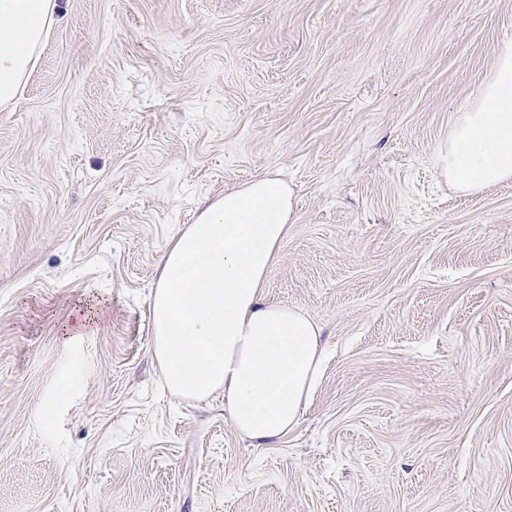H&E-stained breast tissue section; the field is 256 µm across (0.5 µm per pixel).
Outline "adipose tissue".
<instances>
[{
  "label": "adipose tissue",
  "instance_id": "adipose-tissue-1",
  "mask_svg": "<svg viewBox=\"0 0 512 512\" xmlns=\"http://www.w3.org/2000/svg\"><path fill=\"white\" fill-rule=\"evenodd\" d=\"M57 12V0H0V106L24 85ZM446 171L465 191L512 178L511 48L454 126ZM291 210L287 185L272 177L225 193L166 252L149 307L170 393H223L235 428L260 446L297 424L325 353L310 318L261 296Z\"/></svg>",
  "mask_w": 512,
  "mask_h": 512
}]
</instances>
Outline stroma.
Returning a JSON list of instances; mask_svg holds the SVG:
<instances>
[{
	"label": "stroma",
	"instance_id": "obj_1",
	"mask_svg": "<svg viewBox=\"0 0 512 512\" xmlns=\"http://www.w3.org/2000/svg\"><path fill=\"white\" fill-rule=\"evenodd\" d=\"M58 10L0 107V512H512V180L443 163L512 0ZM265 175L293 208L262 297L327 357L259 448L223 393L166 389L149 300Z\"/></svg>",
	"mask_w": 512,
	"mask_h": 512
}]
</instances>
